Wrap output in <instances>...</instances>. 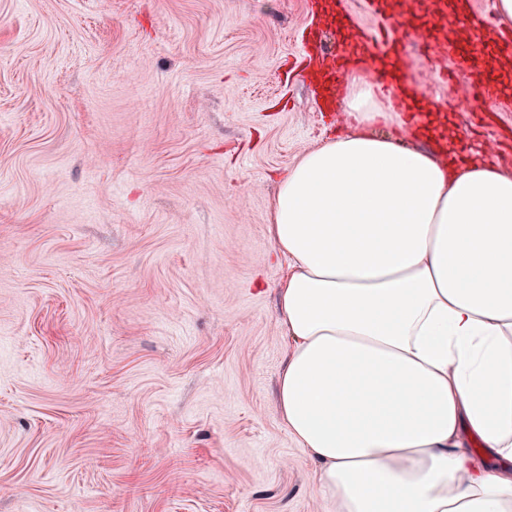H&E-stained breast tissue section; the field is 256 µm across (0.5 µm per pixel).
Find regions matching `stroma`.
Here are the masks:
<instances>
[{
  "instance_id": "1",
  "label": "stroma",
  "mask_w": 512,
  "mask_h": 512,
  "mask_svg": "<svg viewBox=\"0 0 512 512\" xmlns=\"http://www.w3.org/2000/svg\"><path fill=\"white\" fill-rule=\"evenodd\" d=\"M306 0H0V512H329L282 426ZM437 100L471 76L408 45ZM451 71V81L440 74ZM448 132L512 175V112Z\"/></svg>"
}]
</instances>
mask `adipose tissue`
Returning <instances> with one entry per match:
<instances>
[{
  "label": "adipose tissue",
  "mask_w": 512,
  "mask_h": 512,
  "mask_svg": "<svg viewBox=\"0 0 512 512\" xmlns=\"http://www.w3.org/2000/svg\"><path fill=\"white\" fill-rule=\"evenodd\" d=\"M339 90L269 214L280 421L330 512H512V175L410 146L436 117L365 69Z\"/></svg>",
  "instance_id": "adipose-tissue-1"
}]
</instances>
